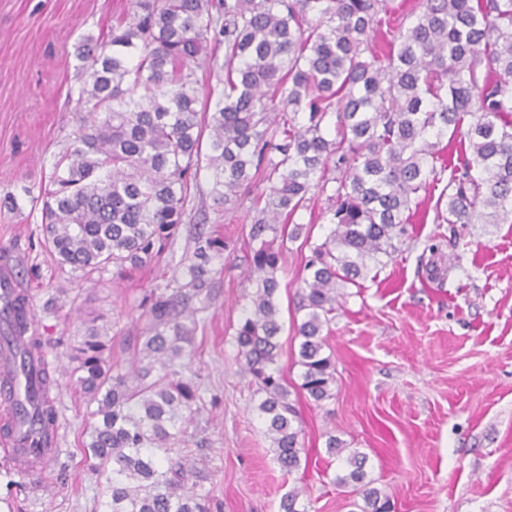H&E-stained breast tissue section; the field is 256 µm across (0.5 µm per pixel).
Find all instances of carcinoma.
I'll use <instances>...</instances> for the list:
<instances>
[{
    "mask_svg": "<svg viewBox=\"0 0 512 512\" xmlns=\"http://www.w3.org/2000/svg\"><path fill=\"white\" fill-rule=\"evenodd\" d=\"M392 13L391 0H130L108 40L83 44L76 106L87 119L55 161L43 203L44 245L60 264L86 275L110 266L123 279L159 265L200 173L224 211L250 200L254 287L236 346L289 473L303 448L277 365L280 225L312 190L326 196L331 230L305 262L296 325L301 389L321 403L332 398L325 330L342 289L399 251L412 204L437 181L441 138L460 157L437 218L512 220V0H417L378 56L370 35ZM221 44L217 93L197 71L214 70ZM330 162L336 178H317ZM225 249L199 234L184 284L145 292L148 327L131 368L113 362L112 339L95 328L74 348L71 375L96 404L84 453L106 474L100 512H208L207 496L188 487L196 458L171 457L170 442L183 410L202 401L190 364ZM347 464L336 482L361 496L359 512H390L365 458L353 452ZM300 496L288 492L279 512H307Z\"/></svg>",
    "mask_w": 512,
    "mask_h": 512,
    "instance_id": "cac0c4a2",
    "label": "carcinoma"
}]
</instances>
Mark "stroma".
I'll return each mask as SVG.
<instances>
[{
	"label": "stroma",
	"instance_id": "1",
	"mask_svg": "<svg viewBox=\"0 0 512 512\" xmlns=\"http://www.w3.org/2000/svg\"><path fill=\"white\" fill-rule=\"evenodd\" d=\"M130 0H0V248L9 251L18 286L30 296L56 380L61 454L46 487L19 489L0 473V512H95L100 492L84 459L89 405L71 378L68 353L97 327L112 357L129 363L142 344L144 290L177 276L196 232L223 237L216 296L198 332L194 361L203 405L187 416L177 448L202 471L210 512H278L301 487L308 512H352L337 485L344 459L328 436L365 455V471L395 512H512V223L438 224L437 182L420 193L409 237L375 278L346 285L329 324L335 366L330 400L300 390L296 294L310 246L330 226L314 194L285 240L278 304L283 329L278 366L303 430L301 466L286 474L254 409L258 401L235 342L247 275L246 207L225 213L208 186L192 191L165 271L141 269L84 279L43 245L42 203L53 164L84 115L69 95L79 85L86 36L106 39Z\"/></svg>",
	"mask_w": 512,
	"mask_h": 512
}]
</instances>
